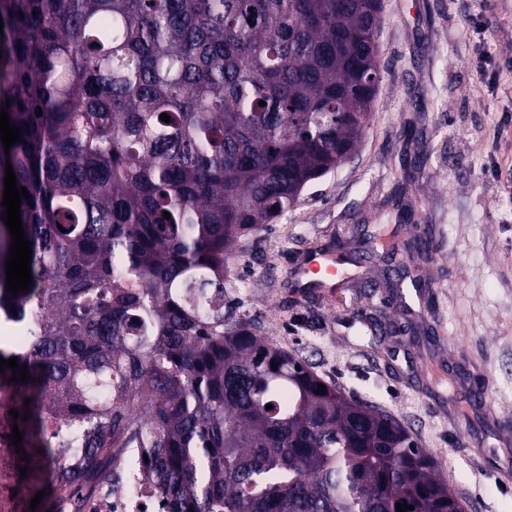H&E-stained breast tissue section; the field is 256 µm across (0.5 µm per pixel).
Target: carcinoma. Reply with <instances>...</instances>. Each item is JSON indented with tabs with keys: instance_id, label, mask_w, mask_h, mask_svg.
Listing matches in <instances>:
<instances>
[{
	"instance_id": "obj_1",
	"label": "carcinoma",
	"mask_w": 512,
	"mask_h": 512,
	"mask_svg": "<svg viewBox=\"0 0 512 512\" xmlns=\"http://www.w3.org/2000/svg\"><path fill=\"white\" fill-rule=\"evenodd\" d=\"M0 22V196L9 162L32 243L13 295L0 204V308L31 310L28 442L56 455L46 409L67 433L51 490L142 448L167 512H463L393 415L224 306L237 239L370 121L375 0H0Z\"/></svg>"
}]
</instances>
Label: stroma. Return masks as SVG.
Masks as SVG:
<instances>
[{
    "instance_id": "1",
    "label": "stroma",
    "mask_w": 512,
    "mask_h": 512,
    "mask_svg": "<svg viewBox=\"0 0 512 512\" xmlns=\"http://www.w3.org/2000/svg\"><path fill=\"white\" fill-rule=\"evenodd\" d=\"M383 80L359 149L274 223L241 236L226 298L325 382L396 417L465 512H512V0H381ZM502 67L489 85L473 28ZM364 224L402 250L356 282L286 288L315 245ZM432 256L415 266L412 225Z\"/></svg>"
}]
</instances>
